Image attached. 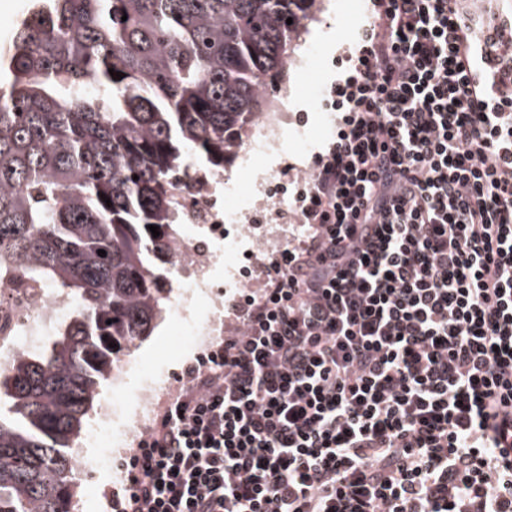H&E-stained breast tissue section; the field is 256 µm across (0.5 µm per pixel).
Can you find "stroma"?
<instances>
[{
	"instance_id": "35a3bbf8",
	"label": "stroma",
	"mask_w": 512,
	"mask_h": 512,
	"mask_svg": "<svg viewBox=\"0 0 512 512\" xmlns=\"http://www.w3.org/2000/svg\"><path fill=\"white\" fill-rule=\"evenodd\" d=\"M371 17V0H321V7L306 21L301 38L294 47L288 66L281 77L267 87V109H285L290 129L282 136L279 151L266 157L264 163L249 164L245 155H238L224 170V187L232 189L248 185L251 196L239 209L236 217L224 222V234L231 237L240 224L260 219L278 225L284 238L300 235L295 211L289 203L279 202L267 193L258 177L264 168H273L278 186L296 190L301 177L312 168L316 155L332 138L336 128L334 113L324 111L321 99L327 88L340 75L338 58L353 53L358 37ZM186 316L194 321L205 336L200 344L168 345L170 337L179 335L180 327L169 317H162L151 336L135 348L126 359L127 380L122 391H115L111 382H104L98 390L86 417L84 429L92 431L98 424L102 409L115 399H122L126 408H136L145 387L144 369H151L157 409H164L166 401L176 388V377L197 357L206 352L208 344L234 326L228 312H216L208 300H195ZM78 445L90 461L85 470V485L79 486L74 512H106V494L116 479L118 467L126 458L129 444L116 443L111 448L113 467L93 469L99 456L98 449L90 447L85 437Z\"/></svg>"
}]
</instances>
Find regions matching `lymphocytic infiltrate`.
<instances>
[{"mask_svg": "<svg viewBox=\"0 0 512 512\" xmlns=\"http://www.w3.org/2000/svg\"><path fill=\"white\" fill-rule=\"evenodd\" d=\"M372 6L304 234L231 300L111 512H512V21Z\"/></svg>", "mask_w": 512, "mask_h": 512, "instance_id": "lymphocytic-infiltrate-1", "label": "lymphocytic infiltrate"}]
</instances>
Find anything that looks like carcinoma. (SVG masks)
I'll return each mask as SVG.
<instances>
[{
  "label": "carcinoma",
  "mask_w": 512,
  "mask_h": 512,
  "mask_svg": "<svg viewBox=\"0 0 512 512\" xmlns=\"http://www.w3.org/2000/svg\"><path fill=\"white\" fill-rule=\"evenodd\" d=\"M30 2L0 43V276L77 306L0 368V512H73L98 389L169 301L193 161L238 155L319 0Z\"/></svg>",
  "instance_id": "carcinoma-1"
}]
</instances>
